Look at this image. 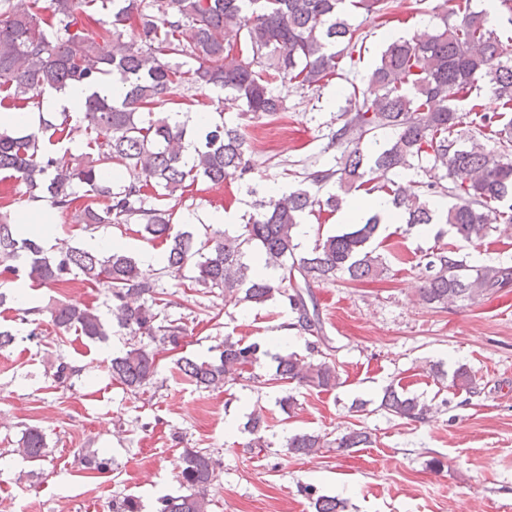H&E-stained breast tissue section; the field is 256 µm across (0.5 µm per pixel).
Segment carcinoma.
I'll return each mask as SVG.
<instances>
[{"mask_svg": "<svg viewBox=\"0 0 512 512\" xmlns=\"http://www.w3.org/2000/svg\"><path fill=\"white\" fill-rule=\"evenodd\" d=\"M94 0H27L17 9L10 0L0 4V93L22 109L47 93L73 83L93 86L110 76L119 96L102 98L93 92L84 102L83 122L96 132V152L74 155L58 147L70 135L71 115L47 118L24 135L0 130V174L21 182L27 201L44 203L74 222L94 230L112 224H136L144 239L165 244L160 255L163 272L173 278L191 267V287L218 289L234 304H263L280 296L297 314L298 326L324 339L311 284L346 275L355 282L372 281L387 270L385 257L372 246L381 219L375 214L340 234L317 240L297 253L294 229L307 214L336 212L347 197L375 178L406 171L426 173L442 167L451 186L419 182L374 186L372 192L390 197L393 211L412 228L447 224L464 242L481 241L499 218L512 221V155L487 148L476 137L455 136L464 113H474L489 139L512 146V58L496 33L498 14H508L512 0H498L499 13L475 10L470 0L439 14L432 33L416 39H395L368 76L373 97L347 98L338 115L340 126L331 143L343 146L336 166L306 173L305 188L278 195L254 182V165L245 127L228 122L224 113L207 117L190 128L178 120L180 111L159 108L192 91L222 90L242 101L244 114L273 118L286 111L274 84L289 81L301 88L319 85L337 74L345 58L356 52L359 26L352 9L367 18L391 14L390 0H100L108 19L87 12ZM237 29L244 43L226 41ZM133 41L125 50L114 45L125 35ZM195 61L190 66L178 58ZM485 85L501 111L481 112L473 96ZM384 133V142L378 135ZM202 180L222 185L234 180L257 197L256 213L232 235L213 230L196 242L190 231L173 232L171 200ZM335 183L337 191L320 195ZM452 195L457 202L437 210L434 197ZM12 201L0 202V277L27 280L33 286L56 288L76 277L104 287L112 300V321L92 307L61 299L49 309L60 331L74 329L90 340L104 341L117 326L136 338L110 360L112 379L139 391L157 373L159 342L173 347L186 336L181 323L166 319L169 302L154 280L140 276L135 259L119 247L90 251L61 247L48 251L36 233L28 234L11 221ZM280 272L270 279L259 267ZM419 298L439 307L472 301L512 285V266H473L452 250L428 257ZM149 343H144V339ZM211 360L182 357L176 369L199 388L219 389L258 363L260 346L227 336ZM276 376L318 391L341 385L335 364L327 359L276 357ZM380 407L408 420H419L428 406L394 387L385 390ZM250 446L265 448L266 417L251 415ZM372 443L365 431L353 429L336 438V448H362ZM327 444L317 433H296L286 440L294 456H311ZM31 462L47 457V442L37 428H28L14 449ZM91 473L112 468V458L98 451L82 457ZM218 462L206 450L184 451L177 479L186 494L162 497L156 512H209L208 489L217 478ZM112 512H141L132 496L112 501Z\"/></svg>", "mask_w": 512, "mask_h": 512, "instance_id": "obj_1", "label": "carcinoma"}]
</instances>
